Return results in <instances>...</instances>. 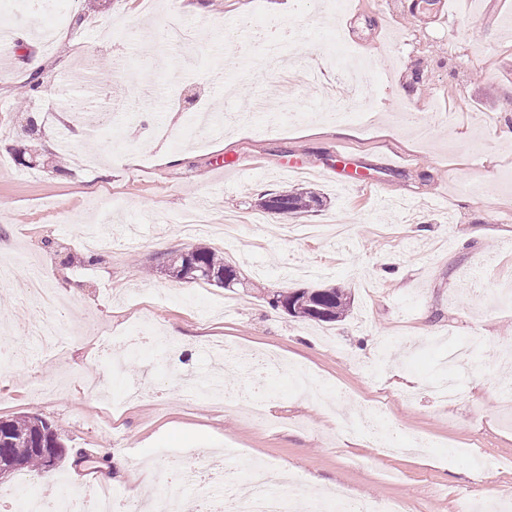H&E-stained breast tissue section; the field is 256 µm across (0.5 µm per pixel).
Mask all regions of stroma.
Segmentation results:
<instances>
[{
  "label": "stroma",
  "mask_w": 512,
  "mask_h": 512,
  "mask_svg": "<svg viewBox=\"0 0 512 512\" xmlns=\"http://www.w3.org/2000/svg\"><path fill=\"white\" fill-rule=\"evenodd\" d=\"M178 19L197 33L192 46L169 43ZM276 20L294 31L281 43V64L321 58L330 77L363 60L366 104L332 132V102L263 68ZM0 252L21 254L44 271L48 287L81 284L62 297V314L78 329L65 352L44 357L23 330L33 311L18 288H1L0 418L46 420L66 455L50 470L0 482V504L20 512L19 483L49 496L109 486L136 505L156 495L154 474L176 460L226 455L239 486L262 461L296 474L297 502L318 500L338 512L345 497L396 500L408 512H465L475 501L512 496V412L501 392L512 383V305H496L498 283L512 281V0H444L442 15L422 0H294L273 16L268 0H62L58 13L31 17L26 0H0ZM238 62L227 65L226 47ZM50 79L25 108L35 54ZM78 76L86 116L59 106L65 74ZM408 97H400L399 87ZM306 100L316 121L266 126L244 121L254 101L269 111ZM222 125L200 134L197 102ZM177 134H169V127ZM54 138L46 148L45 135ZM480 142V153L469 150ZM349 155L338 168L337 150ZM173 163H165V156ZM227 156L251 172L218 170ZM307 166L305 176L290 164ZM362 175L371 188H340ZM299 184L324 200L303 215L268 214L244 225L231 244L183 236L180 217L207 203L213 223L228 211L255 212L260 195ZM488 185L475 197L470 187ZM348 228L339 241L301 242L283 226L329 219ZM137 241L100 249L92 263L80 242L84 224ZM485 236H474L475 227ZM202 246L223 253L245 287L231 291L171 276L164 263ZM345 286L348 315L312 323L273 307V294ZM181 331L188 339L170 361L144 344L127 354L125 336ZM111 356L133 359L112 372ZM473 340L472 365H451L456 343ZM222 345L227 400L185 399L175 373L211 367L201 347ZM274 356L307 370L325 387L327 405L286 374H260L247 355ZM462 379L463 395L443 405L429 387L444 374ZM266 418L246 417L252 399ZM365 418L395 447L384 453L341 414ZM197 488L156 495L161 512L193 503Z\"/></svg>",
  "instance_id": "obj_1"
}]
</instances>
